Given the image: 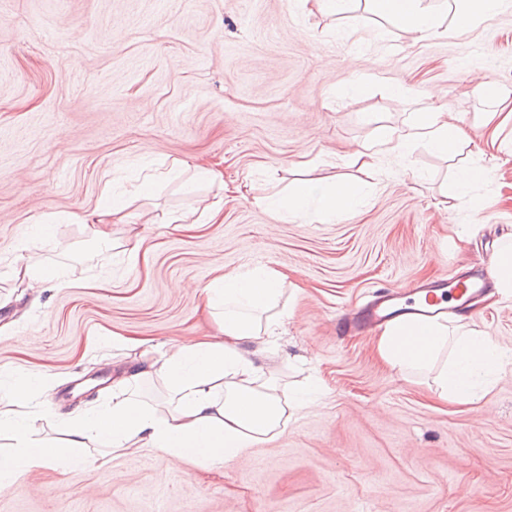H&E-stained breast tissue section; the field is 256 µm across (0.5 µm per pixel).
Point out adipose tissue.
I'll list each match as a JSON object with an SVG mask.
<instances>
[{
	"label": "adipose tissue",
	"instance_id": "1",
	"mask_svg": "<svg viewBox=\"0 0 512 512\" xmlns=\"http://www.w3.org/2000/svg\"><path fill=\"white\" fill-rule=\"evenodd\" d=\"M370 2L381 17L424 38L441 35L447 27H478L512 7V0H463L446 18L425 0ZM467 137L462 126L449 122L447 110L426 102L408 128L380 127L362 156L372 167L382 159L402 156L417 142L452 156ZM362 205V196L348 183L312 181L297 184L288 197L274 203L282 217H302L310 224L357 212ZM282 292L280 274L248 268L203 288V306L215 320V334L179 343L169 354L146 340L117 335L118 346L136 351L138 364L118 381L111 405L70 415L65 447L39 436L30 403L35 388L43 384L41 378L1 393L0 434L9 436L12 446L0 453V485L13 482L26 468L61 460L71 469L85 468L91 463L85 450L93 440L107 441L116 451L152 448L208 471L244 462L249 448L273 441L284 431L289 410L308 407L320 393L315 381L289 391L260 365L271 355L276 331L288 315L279 305ZM377 350L405 375H432L440 398L459 404L472 403L480 373L499 371L505 358L484 334L455 331L448 317L438 315L423 321L396 318L383 330ZM152 378L167 391L165 409L138 398L141 384Z\"/></svg>",
	"mask_w": 512,
	"mask_h": 512
}]
</instances>
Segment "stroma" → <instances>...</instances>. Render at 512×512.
Wrapping results in <instances>:
<instances>
[{"label":"stroma","mask_w":512,"mask_h":512,"mask_svg":"<svg viewBox=\"0 0 512 512\" xmlns=\"http://www.w3.org/2000/svg\"><path fill=\"white\" fill-rule=\"evenodd\" d=\"M487 81L501 97L481 93ZM424 97L470 126L456 159L420 145L382 175L354 162ZM204 161L223 185L198 176ZM462 163L492 171L465 199ZM302 179L347 181L367 204L327 224L280 220L268 201ZM107 187L133 202L103 246L70 217ZM215 203L223 223L164 225ZM511 232L512 8L421 40L367 0L340 15L301 0H0V387L51 376L33 400L41 437L62 444V420L133 366L113 333L214 332L200 285L256 266L287 274L293 312L268 367L323 388L245 467L149 450L51 464L0 486V512H512V294L471 303L470 326L511 359L471 404L384 364L377 330L342 329L381 292L492 268ZM20 256L74 287L27 288L11 273Z\"/></svg>","instance_id":"1"}]
</instances>
